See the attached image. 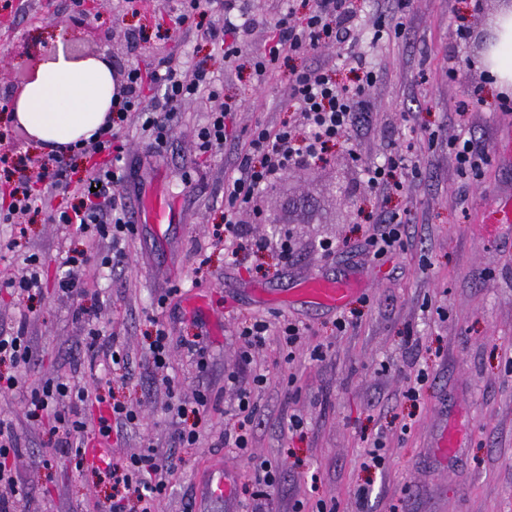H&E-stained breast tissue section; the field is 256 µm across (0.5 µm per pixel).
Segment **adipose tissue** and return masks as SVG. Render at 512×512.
Listing matches in <instances>:
<instances>
[{
  "instance_id": "1",
  "label": "adipose tissue",
  "mask_w": 512,
  "mask_h": 512,
  "mask_svg": "<svg viewBox=\"0 0 512 512\" xmlns=\"http://www.w3.org/2000/svg\"><path fill=\"white\" fill-rule=\"evenodd\" d=\"M495 37L483 63L498 87L512 86V6H503L493 21ZM117 93L112 67L102 58L80 62L57 54L29 82L13 114L43 151L90 139L109 116Z\"/></svg>"
}]
</instances>
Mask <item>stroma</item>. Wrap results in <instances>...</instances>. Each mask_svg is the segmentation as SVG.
Instances as JSON below:
<instances>
[{"label": "stroma", "mask_w": 512, "mask_h": 512, "mask_svg": "<svg viewBox=\"0 0 512 512\" xmlns=\"http://www.w3.org/2000/svg\"><path fill=\"white\" fill-rule=\"evenodd\" d=\"M283 0H240L248 24L244 54L272 43L275 32L264 18ZM502 0H412L410 21L397 37L372 41L377 22L391 23L385 0H356L362 40L378 73L370 92V125L356 142L360 160L383 161L395 144L408 147L420 165L401 192L382 198L366 183L359 160L347 146L323 160L292 169L270 190L261 214L244 211L241 223L260 231L279 228L295 244L290 264L277 254L232 262L213 245L212 231L224 221V177L231 172L235 143L203 156L194 142L209 113L224 102L238 105L236 130L294 120L286 107L292 70L316 62V55L286 54L264 82L249 65L229 60L203 39L202 31L222 26L212 10L192 28H176L175 0H112L96 16L78 14L72 0H0V98L26 72L49 61L58 45L86 56H106L117 75L139 70L149 76L158 59L185 65L206 61L223 95L202 94L177 113L161 154H148L135 127L123 132L126 158L136 168L126 200L137 232L125 242L127 264L111 277L97 266L108 254V240L66 236L45 223V213L63 206L62 197L44 195L42 216L27 236L9 248L10 228L0 224V277L25 274L23 257L34 254L45 273L41 295L28 316V334L38 352L27 381L62 376L85 382L86 336L97 328L115 339L129 358L130 380L116 386L118 398L143 416L141 427L113 445L126 456L153 446L174 451L180 469L160 512H184L196 497L212 464H223L243 492L253 466L281 464L279 491L263 512H315L318 500L335 501L337 512H512V225L485 224L489 191L512 186V159L502 158L500 142L512 113H504L501 93L479 62L490 22ZM435 133L427 144L423 131ZM469 139L485 148L491 161L481 176L459 171L449 140ZM165 188L178 203V220L165 230L141 221L140 196ZM383 213L402 218L407 228L403 251L375 258L366 251L367 229ZM343 242L326 257L319 240ZM90 247L92 263L80 269V294L66 296L54 277L66 251ZM207 265H200L199 254ZM349 277L357 290L346 307L360 313L357 324L337 331L336 313L290 298L295 283L314 275ZM178 287L174 306L158 298ZM198 295L203 310L189 304ZM88 308L92 322L77 317ZM285 316L310 326L311 335L292 363H283L277 337H269L253 366L240 365L235 334L245 319ZM172 337L177 392L192 398L199 389L221 393L222 407L201 414L203 441L196 448L170 449L178 423L166 414L165 388L153 373L148 338L153 321ZM418 346L406 351V337ZM198 338L211 361L197 372L181 339ZM323 345L326 357L309 358ZM264 369L268 383L255 390L260 409L246 456L218 447L224 431L223 406L234 397L224 376L238 371L250 386L252 368ZM423 381H416L417 372ZM417 386L418 400L406 392ZM21 395L0 394V417L11 420L20 442L18 475L32 502L25 512H76L110 487L90 471L58 456L42 464L49 436L24 416ZM303 427L285 429L289 415ZM456 438L457 448L441 456L440 430ZM383 445L384 463L365 468L373 441ZM368 489L358 499V489Z\"/></svg>", "instance_id": "obj_1"}]
</instances>
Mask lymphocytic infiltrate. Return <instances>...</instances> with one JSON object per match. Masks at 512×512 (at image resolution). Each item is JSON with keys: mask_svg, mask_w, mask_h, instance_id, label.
I'll list each match as a JSON object with an SVG mask.
<instances>
[{"mask_svg": "<svg viewBox=\"0 0 512 512\" xmlns=\"http://www.w3.org/2000/svg\"><path fill=\"white\" fill-rule=\"evenodd\" d=\"M238 0H180L179 25L192 23L195 16L220 6L224 25L210 28L204 37L221 42L224 55L239 57L242 47L239 36L242 26L235 14ZM278 39L264 50L253 54L248 63L257 78H264L276 67L282 52L305 54L332 43L347 47V56L354 64L355 81L346 85L332 76L334 63L322 59L315 65L293 72L288 100L299 114V126L257 125L247 130L240 140L241 150L234 172L224 180V222L212 232L213 242L223 245L231 260L276 252L282 261H289L293 246L288 238L272 239L239 223L238 215L246 208H256L258 199L294 167L323 159L336 144L355 140L358 125L370 106L368 91L377 76L370 69L363 53L358 52L356 13L352 0H313L303 25H296L292 12H280L270 19ZM151 80L163 90V104L146 109L142 101L143 79L138 70L128 71L119 93L120 101L111 109V116L98 137L77 148L78 155L95 153L103 160L88 171L86 185L93 188L92 198L80 200L72 207L60 208L49 215L48 223L75 229L77 234L95 233L111 240L112 252L100 260L102 267L115 269L123 265L127 255L122 247L126 238L137 231L132 224L124 192L129 175L124 162L122 130L137 124L149 148L165 144L178 106L191 101L201 91L219 97L220 90L205 62H198L191 77H184L183 64L175 58L159 60ZM26 156L14 150L0 152V177L10 180L11 201L0 209V223L13 227L16 238H23L25 221L39 214V198L28 179L18 170L26 166ZM411 157L394 150L384 161L363 164L361 171L369 186L383 195H391L404 187L403 178L412 167ZM305 327L289 321L271 323L256 319L241 323L238 337L242 342L241 359L252 364V352L265 345L268 336H280L282 348L294 353ZM90 361L103 358L112 366L104 372H90L85 383L67 379H48L37 384L23 382L21 374L29 370L36 348L27 334L26 320H19L11 332H0V393L20 392L24 395L27 420L49 426L52 453L74 458L84 466L87 454L98 459L93 473L109 483L111 491L104 499L94 501L91 512H159V507L179 466L170 454L155 448L123 457H115L109 446L113 436L138 426L140 415L125 402L112 396V375L128 367V356L115 344L100 342L98 330L90 332ZM227 383L236 389V403L228 413L221 446L245 454L250 445V431L258 413L253 399L254 388L267 383L264 371H255L252 385L240 387L236 374H228ZM98 404L100 412L95 424H88L82 408ZM18 437L11 422L0 419V512H21L29 492L5 461L17 457Z\"/></svg>", "mask_w": 512, "mask_h": 512, "instance_id": "f902f5d3", "label": "lymphocytic infiltrate"}]
</instances>
